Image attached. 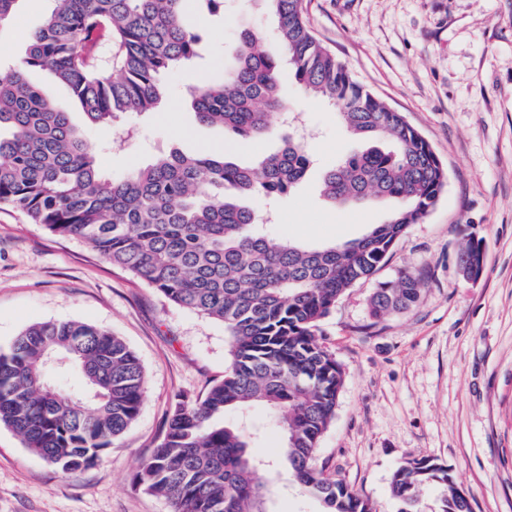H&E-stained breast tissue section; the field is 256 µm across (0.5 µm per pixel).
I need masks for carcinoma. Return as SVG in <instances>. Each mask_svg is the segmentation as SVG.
<instances>
[{
    "label": "carcinoma",
    "instance_id": "cac0c4a2",
    "mask_svg": "<svg viewBox=\"0 0 512 512\" xmlns=\"http://www.w3.org/2000/svg\"><path fill=\"white\" fill-rule=\"evenodd\" d=\"M53 2L29 35L23 64L0 68V205L83 242L171 303L222 322L230 337L224 379L201 397L178 400L133 482L166 498L170 512H267L256 472L273 471L278 462L252 454L245 429L224 425L227 411L265 406L282 420V458L303 493L320 500L324 512H376L370 498L315 465L344 383L318 325L434 207L447 183L442 162L401 113L315 39L303 0H265L282 56L260 33L241 32L234 66L191 90L197 119L242 138L265 137L271 118L287 110L280 94L286 61L297 83L369 143L325 173L323 195L342 207L392 201L390 219L321 248L260 234L259 215L242 200L287 193L310 164L306 147L287 133L282 149L254 166L175 148L111 179L70 113L26 73L50 70L90 123L120 132L123 119L161 102L164 74L197 56L201 34L186 21L193 0ZM422 282L406 272L393 285L381 284L369 301L371 316L413 308ZM68 377L81 383L66 392L60 381ZM144 387L135 353L95 324L44 321L0 348V425L67 474L99 461L133 423ZM434 483L445 487L440 512H472L448 469L428 457L409 459L393 473L401 512H411L421 489Z\"/></svg>",
    "mask_w": 512,
    "mask_h": 512
}]
</instances>
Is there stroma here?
<instances>
[{
  "mask_svg": "<svg viewBox=\"0 0 512 512\" xmlns=\"http://www.w3.org/2000/svg\"><path fill=\"white\" fill-rule=\"evenodd\" d=\"M316 39L379 100L400 112L429 143L447 186L425 219L407 227L375 278L349 288L320 323V340L344 374L336 415L315 464L369 497L377 512H400L390 489L396 467L429 457L447 467L472 512H512V0H304ZM52 0H21L0 39V64L25 56L22 33ZM276 36L263 0H224V12L201 27L199 58L163 80L165 104L129 118L132 138L113 139L87 123L68 89L45 70L30 81L83 129L102 172L120 178L155 155L222 152L249 165L282 146L280 132L260 140L201 124L186 102L201 77L232 68L241 28ZM282 93L305 142L310 168L302 182L272 200L248 204L263 232L312 247L340 244L383 223L391 203L338 208L320 194L324 174L360 152L335 112L311 98L290 71ZM484 247L478 282L458 270L468 235ZM421 274L418 305L382 321L369 299L380 283ZM76 320L106 327L139 357L146 387L137 420L102 459L63 475L0 426V512H169L167 501L133 483L178 395L195 399L223 379L230 342L222 322L167 301L156 289L113 267L81 242L50 233L0 205V346L30 324ZM224 422L254 433L256 452L278 457L276 415L264 407L226 412ZM267 484L268 512H321L287 467Z\"/></svg>",
  "mask_w": 512,
  "mask_h": 512,
  "instance_id": "1",
  "label": "stroma"
}]
</instances>
